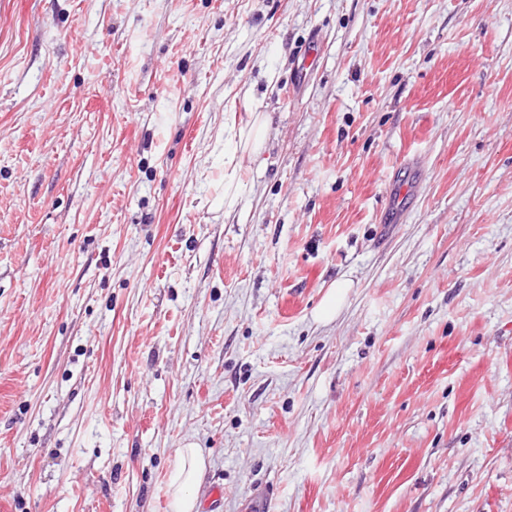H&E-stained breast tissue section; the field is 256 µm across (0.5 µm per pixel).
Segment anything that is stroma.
<instances>
[{"instance_id":"stroma-1","label":"stroma","mask_w":512,"mask_h":512,"mask_svg":"<svg viewBox=\"0 0 512 512\" xmlns=\"http://www.w3.org/2000/svg\"><path fill=\"white\" fill-rule=\"evenodd\" d=\"M189 444L198 512H512V0H0V512ZM250 120L237 131L235 128L228 130L229 138H236L237 149L233 154L226 156L224 149V215L230 217L238 203V172L240 163L235 162L236 151L249 152L256 155L260 152L264 142V132L267 119L262 112H251ZM347 288L348 283L345 280L336 282L335 286L330 288L319 309L318 317L321 321L329 322L336 317Z\"/></svg>"}]
</instances>
